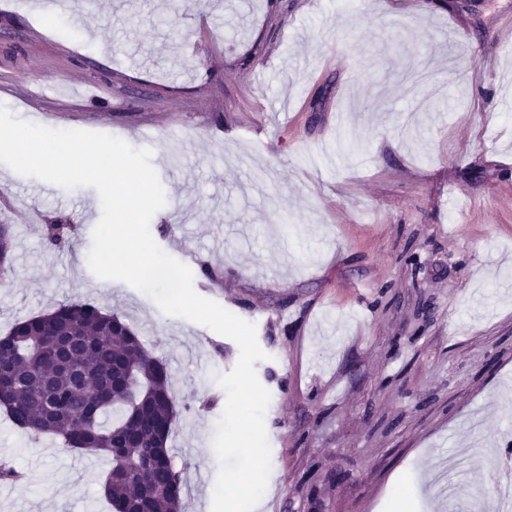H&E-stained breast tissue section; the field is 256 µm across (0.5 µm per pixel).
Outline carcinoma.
Segmentation results:
<instances>
[{
    "instance_id": "obj_1",
    "label": "carcinoma",
    "mask_w": 512,
    "mask_h": 512,
    "mask_svg": "<svg viewBox=\"0 0 512 512\" xmlns=\"http://www.w3.org/2000/svg\"><path fill=\"white\" fill-rule=\"evenodd\" d=\"M74 235L60 216L44 225L57 250ZM13 247L12 225L0 224L5 278ZM0 407L35 438L110 457L103 492L112 512H181L184 484L167 448L177 418L167 365L103 306L62 303L1 336Z\"/></svg>"
}]
</instances>
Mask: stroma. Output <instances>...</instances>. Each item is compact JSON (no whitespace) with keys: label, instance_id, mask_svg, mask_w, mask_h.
I'll use <instances>...</instances> for the list:
<instances>
[{"label":"stroma","instance_id":"obj_1","mask_svg":"<svg viewBox=\"0 0 512 512\" xmlns=\"http://www.w3.org/2000/svg\"><path fill=\"white\" fill-rule=\"evenodd\" d=\"M45 2L0 0V101L151 150L152 238L266 354L263 512H470L495 470L449 510L427 478L472 418L512 435V0ZM101 212L94 188L0 164V336L75 301L130 323L168 367L182 512H211L239 347L76 264ZM52 215L78 226L67 250L44 244ZM0 461L26 476L0 512L108 510L109 458L0 414Z\"/></svg>","mask_w":512,"mask_h":512}]
</instances>
